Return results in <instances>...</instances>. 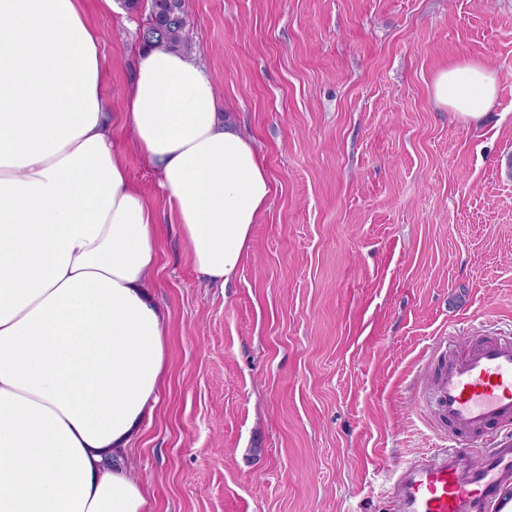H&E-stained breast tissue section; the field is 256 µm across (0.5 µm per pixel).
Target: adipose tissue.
I'll return each mask as SVG.
<instances>
[{"mask_svg": "<svg viewBox=\"0 0 512 512\" xmlns=\"http://www.w3.org/2000/svg\"><path fill=\"white\" fill-rule=\"evenodd\" d=\"M100 35L82 0H0V512H146L124 462L159 403L160 226L112 144ZM495 74L456 62L440 107L477 122ZM125 125L161 178L186 254L224 288L273 184L186 56L144 48Z\"/></svg>", "mask_w": 512, "mask_h": 512, "instance_id": "ef3b65f1", "label": "adipose tissue"}]
</instances>
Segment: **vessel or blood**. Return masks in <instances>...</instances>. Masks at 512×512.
Masks as SVG:
<instances>
[{
    "instance_id": "vessel-or-blood-1",
    "label": "vessel or blood",
    "mask_w": 512,
    "mask_h": 512,
    "mask_svg": "<svg viewBox=\"0 0 512 512\" xmlns=\"http://www.w3.org/2000/svg\"><path fill=\"white\" fill-rule=\"evenodd\" d=\"M417 402L447 424L449 445L400 468L396 512H502L512 483V341L440 362ZM463 436L490 437L479 464L457 447Z\"/></svg>"
}]
</instances>
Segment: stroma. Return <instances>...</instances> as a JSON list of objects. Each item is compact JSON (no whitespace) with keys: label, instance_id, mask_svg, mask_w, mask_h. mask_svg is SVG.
Segmentation results:
<instances>
[{"label":"stroma","instance_id":"stroma-1","mask_svg":"<svg viewBox=\"0 0 512 512\" xmlns=\"http://www.w3.org/2000/svg\"><path fill=\"white\" fill-rule=\"evenodd\" d=\"M102 34L112 142L160 207L123 91L144 16L83 0ZM189 57L275 188L214 288L159 214L165 390L129 455L148 512H392L405 463L443 448L415 401L438 337L512 331V0H185ZM485 64L476 123L435 74Z\"/></svg>","mask_w":512,"mask_h":512}]
</instances>
